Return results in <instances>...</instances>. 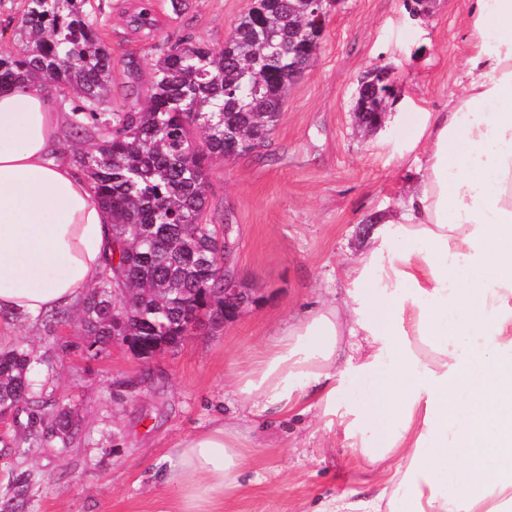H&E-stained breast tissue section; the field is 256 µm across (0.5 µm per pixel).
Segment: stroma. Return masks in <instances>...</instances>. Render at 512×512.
<instances>
[{
    "instance_id": "obj_1",
    "label": "stroma",
    "mask_w": 512,
    "mask_h": 512,
    "mask_svg": "<svg viewBox=\"0 0 512 512\" xmlns=\"http://www.w3.org/2000/svg\"><path fill=\"white\" fill-rule=\"evenodd\" d=\"M103 38L112 49V106L129 108L149 87V64L180 37L219 49L248 0H153L151 32L130 23L140 0H100ZM468 0H431L410 16L405 0H338L323 41L288 90L265 147L214 162L208 207L233 225L231 264L260 300L236 321L200 327L150 361L115 343L95 359L77 323L0 324V350L32 348L38 386L52 407L79 424L67 443L34 445L16 421L0 423V503L15 497L27 512H166L173 491L159 479L169 448L239 408L224 380L271 335L320 301L343 303L346 261L363 250L378 215L405 197L423 153L408 148L395 116L440 112L462 94ZM391 69L394 95L377 130L355 124L359 80ZM325 427L315 412L270 422L253 433L255 460L224 512H313L334 497L367 499L383 478ZM28 474V485L16 478Z\"/></svg>"
}]
</instances>
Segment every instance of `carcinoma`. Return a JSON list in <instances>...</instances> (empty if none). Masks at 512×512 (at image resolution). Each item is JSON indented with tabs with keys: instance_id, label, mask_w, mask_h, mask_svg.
Masks as SVG:
<instances>
[{
	"instance_id": "obj_1",
	"label": "carcinoma",
	"mask_w": 512,
	"mask_h": 512,
	"mask_svg": "<svg viewBox=\"0 0 512 512\" xmlns=\"http://www.w3.org/2000/svg\"><path fill=\"white\" fill-rule=\"evenodd\" d=\"M313 0H264L239 18L215 50L190 37L166 46L150 64L149 94L126 111L106 107L112 48L101 38L92 0H25L14 46L0 47V87L54 85L76 99L71 134L94 140L72 162L109 209L119 260H108L83 299L85 351L101 356L114 336L148 346L181 344L192 323L224 311V225L208 218L212 160L264 145L294 81V66L317 43L304 31L318 24ZM130 23L154 27L151 0ZM130 312L117 319L123 300ZM29 349L0 351V416L27 413L34 438L65 442L71 411L43 413Z\"/></svg>"
}]
</instances>
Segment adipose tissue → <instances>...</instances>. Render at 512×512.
<instances>
[{"label":"adipose tissue","mask_w":512,"mask_h":512,"mask_svg":"<svg viewBox=\"0 0 512 512\" xmlns=\"http://www.w3.org/2000/svg\"><path fill=\"white\" fill-rule=\"evenodd\" d=\"M463 95L403 112L423 158L404 202L343 270L344 308L288 324L230 381L247 421L171 448L174 512H224L250 464L251 428L318 408L387 492L315 512H512V0H469ZM70 117L42 89H0V316L36 320L85 296L112 250L86 176L60 154ZM365 344L343 358L346 337ZM376 379L348 403L342 372Z\"/></svg>","instance_id":"adipose-tissue-1"}]
</instances>
